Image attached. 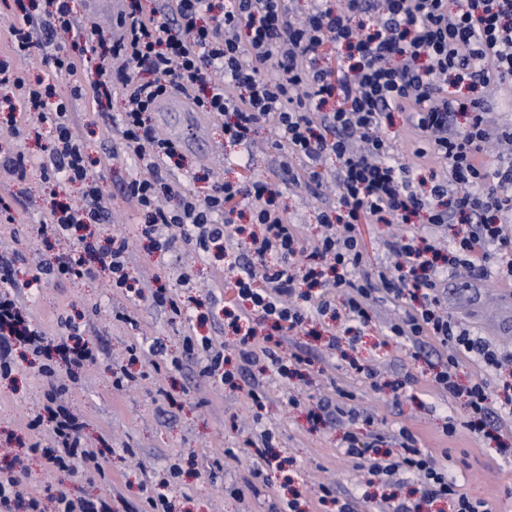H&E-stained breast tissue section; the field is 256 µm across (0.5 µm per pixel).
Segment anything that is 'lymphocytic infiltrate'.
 <instances>
[{"instance_id": "obj_1", "label": "lymphocytic infiltrate", "mask_w": 512, "mask_h": 512, "mask_svg": "<svg viewBox=\"0 0 512 512\" xmlns=\"http://www.w3.org/2000/svg\"><path fill=\"white\" fill-rule=\"evenodd\" d=\"M13 18L6 47L15 57L41 55L59 77L82 73L80 92L97 107L112 99L109 57L121 64L124 108L118 127L120 145L139 160L142 173L127 182L125 198L145 218L142 233L155 250L176 246L208 252L218 242L241 238L252 265L231 263L224 275L232 297L225 317L246 324L236 341L241 360L263 355L280 378L298 375L301 354H282L285 336L298 331L309 313L335 309L344 293L353 330L369 326L374 293L404 307L391 323V335L414 341L432 337L448 353V363L432 385L462 400L463 428L489 434L500 412L512 414V379L499 408H491L484 379L460 381L462 359L477 357L491 371L512 362V353L492 349L442 315L440 288L448 272L463 267L484 272L491 259L512 276V232L504 215L512 210V169L498 171L486 163L487 144L499 137L490 126L480 98L459 94L460 86H500L512 82V0H310L305 22L288 15L285 0H229L215 12L213 0H163L144 10L129 0L118 20V39L85 30L72 0H0ZM337 62L320 64L325 44ZM0 84L12 85L25 111L50 123L53 143L46 147L39 171L42 182L65 179L82 187L74 204L50 201V219L35 225L42 242L90 231L108 219L112 202L100 188L104 159H89L69 102L52 84L31 81L26 73L0 67ZM183 94L199 112L224 119V139L249 145L263 126L274 129L277 146L304 168L290 172L292 183L321 181L322 160L339 163L334 207L321 211L323 228L306 246L297 225L278 205L277 183L243 171L236 181H217L204 196L186 192L170 178L181 158L177 141L155 134L149 115L173 93ZM406 113L418 131L414 154L440 166L442 178L425 182L396 161L390 127L395 113ZM463 129L452 126L455 115ZM512 142L511 134H504ZM427 213L432 228L458 222L447 250L432 236L403 235L384 240L393 265L366 259L360 227L407 224ZM249 215V225H233V216ZM109 273V286L129 302L139 303L138 277L126 265L122 249H101L95 259L75 248L55 262L37 267V275L68 280L90 277L93 265ZM63 338L44 336L26 307L0 292V375L12 370L17 341L48 355L41 367L43 400L26 426L49 430L47 442L30 445L46 468L95 471L105 475L107 451L85 444L84 421L63 403V394L80 382V372L96 357L79 340L80 327L64 317ZM188 353L198 357L202 375L233 381L225 371L223 347L207 336H186ZM68 380H57L58 368ZM398 449L359 447L346 434L347 453L378 476L412 473L420 477L415 502L389 504L388 512H421L423 505L451 500L455 512H488L448 476V467L425 453L409 428L399 430Z\"/></svg>"}]
</instances>
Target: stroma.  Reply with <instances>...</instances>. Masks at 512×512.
Masks as SVG:
<instances>
[{"label":"stroma","instance_id":"1","mask_svg":"<svg viewBox=\"0 0 512 512\" xmlns=\"http://www.w3.org/2000/svg\"><path fill=\"white\" fill-rule=\"evenodd\" d=\"M78 83L75 76L54 80L57 93L68 98L71 110L79 117L87 154L96 159L111 149L118 134L106 130L87 97L74 95ZM192 122L198 124L201 140L184 147L185 167L173 172L187 192L200 194L211 182L236 179L240 164H249L257 175L278 181L289 220L298 224L306 240L317 238L321 232L317 213L336 203V161L324 166L321 186L291 185L279 177L281 152L273 146L276 136L272 130H259L254 144L232 147L224 142L220 118L201 112L151 115L155 130L176 141ZM138 170L136 158L125 152L111 159L100 186L112 199V214L108 222L97 225L95 237L102 244L111 239L125 242L132 272L148 277L163 259L142 238L141 216L123 199L126 183ZM38 175L33 169L23 181L0 177V198L14 207L13 223L0 224V252L17 249L28 261L38 256L50 259L70 247L66 241L44 245L30 232L31 225L48 217L45 209L25 202ZM164 260L169 263L167 286L181 296L191 315L199 317V334L217 343L232 341V334L224 330L222 304L210 302L224 275L223 256L200 255L182 247ZM28 261L14 265L19 272L16 294L40 327L54 334L60 330L61 317L81 318L85 340L101 350L100 363L84 368L72 401L86 419L87 438L93 442L108 439L117 449L105 461L113 485L102 484L84 472L49 470L35 458L29 462V486H60L75 499L103 497L116 488L131 506L139 508L146 488L165 467L176 463L182 473L172 498L174 512H271L287 475L306 488L320 482L334 484L358 507L368 495L379 500L409 497L419 481L411 474L401 475L396 482L369 475L360 468L358 459L347 454L345 432L355 430L364 444L381 438L385 447L391 448L399 429L407 427L418 434L423 451L446 457L449 476L469 496L487 502L490 512H512V497L505 494L512 488V417L502 416L490 437L473 435L463 428L454 436L444 435L446 421L462 419L463 404L428 386L425 379L446 365L448 354L434 342L416 347L390 334V323L402 312L398 303L378 301L371 326L352 347L344 343L334 351L322 338L314 340L303 331L286 337L283 350L299 352L309 361L303 379L286 382L261 373L259 367L244 368L245 380L262 382L268 396L265 419L258 426L252 421L245 391L200 376L195 360L185 358L183 339L189 325L154 307L151 289L143 291L137 310L140 326L135 329L116 320L115 311L124 300L107 288L104 276L80 281L44 280L28 286L23 279L30 270ZM182 267L194 270L193 287L180 286L177 272ZM440 307L472 336L512 352V281L499 277L496 265H489L481 277L447 276ZM157 341L167 346L166 360L156 366L151 358H142L134 368L131 387L115 392L104 360L126 363L129 345L147 347ZM175 358L181 359V367L172 366ZM367 368L376 369L377 382L365 378ZM397 380L407 383L399 392L391 387ZM41 386L38 364L30 359L18 360L10 378H0V440L10 443L7 452L0 455L1 468L11 462L17 449L38 439L37 433L24 429L22 422ZM343 390L353 393L354 407L364 418L372 416V423H365L363 418L351 427L324 415L308 419V410L319 409L324 400L338 399ZM165 391L179 398L180 410L172 412L164 405L161 394ZM292 396L298 398V406L289 405ZM263 428L273 432L272 450L287 459L288 471L270 473L269 486L253 490L249 483L255 457L243 454L242 449ZM122 448L133 449L134 457L119 456ZM228 448L238 450V457L225 456Z\"/></svg>","mask_w":512,"mask_h":512}]
</instances>
